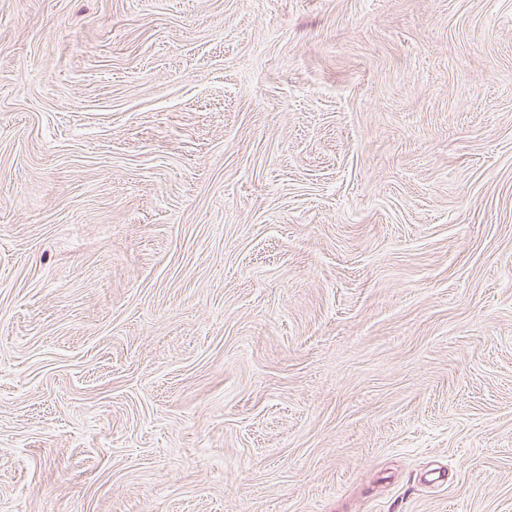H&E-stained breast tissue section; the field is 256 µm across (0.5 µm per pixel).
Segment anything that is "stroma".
<instances>
[{"instance_id": "1", "label": "stroma", "mask_w": 512, "mask_h": 512, "mask_svg": "<svg viewBox=\"0 0 512 512\" xmlns=\"http://www.w3.org/2000/svg\"><path fill=\"white\" fill-rule=\"evenodd\" d=\"M0 512H512V0H0Z\"/></svg>"}]
</instances>
